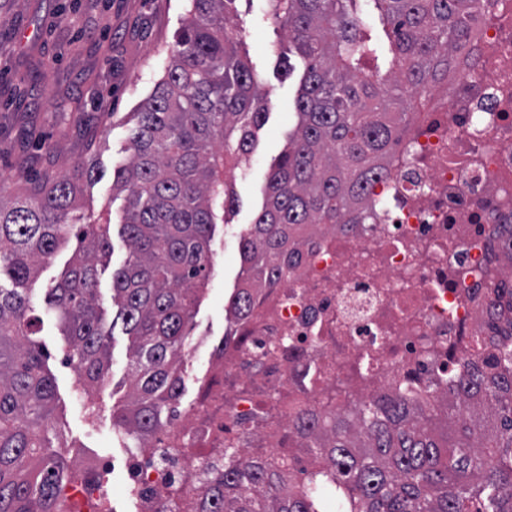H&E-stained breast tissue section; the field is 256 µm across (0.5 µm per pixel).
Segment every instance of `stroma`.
Returning a JSON list of instances; mask_svg holds the SVG:
<instances>
[{
	"label": "stroma",
	"mask_w": 512,
	"mask_h": 512,
	"mask_svg": "<svg viewBox=\"0 0 512 512\" xmlns=\"http://www.w3.org/2000/svg\"><path fill=\"white\" fill-rule=\"evenodd\" d=\"M185 0H0V179L9 188L93 160L98 169L81 204L103 220L119 219L123 197L112 193V167L128 155L134 113L162 77L186 12ZM234 26L241 33L256 78L268 99L254 151L235 174L238 208L215 228L213 276L186 339L178 405L196 404L214 374L211 356L229 328L227 303L238 284L239 244L263 203L274 159L297 122L294 101L304 65L270 14L269 0H236ZM295 70L283 75L282 58ZM38 338L55 381L51 424L69 449L105 460L107 480L81 474L79 487L103 483L112 512H135L128 480L130 439L112 425V410L130 390L129 337L115 326L111 367L88 422L66 363L57 320L47 317Z\"/></svg>",
	"instance_id": "35a3bbf8"
}]
</instances>
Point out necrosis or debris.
Returning a JSON list of instances; mask_svg holds the SVG:
<instances>
[{
	"label": "necrosis or debris",
	"mask_w": 512,
	"mask_h": 512,
	"mask_svg": "<svg viewBox=\"0 0 512 512\" xmlns=\"http://www.w3.org/2000/svg\"><path fill=\"white\" fill-rule=\"evenodd\" d=\"M375 185L364 224L313 234L296 267L224 339L218 384L168 422L128 469L139 512L158 490L193 497L216 449L287 462L305 436L370 394L405 384L446 398L505 272L512 223V0H492L446 86Z\"/></svg>",
	"instance_id": "4bbe7bcc"
}]
</instances>
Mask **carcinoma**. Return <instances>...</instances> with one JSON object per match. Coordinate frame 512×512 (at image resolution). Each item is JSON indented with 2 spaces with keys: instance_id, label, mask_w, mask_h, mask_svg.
<instances>
[{
  "instance_id": "obj_1",
  "label": "carcinoma",
  "mask_w": 512,
  "mask_h": 512,
  "mask_svg": "<svg viewBox=\"0 0 512 512\" xmlns=\"http://www.w3.org/2000/svg\"><path fill=\"white\" fill-rule=\"evenodd\" d=\"M356 0H269L305 62L299 120L275 160L260 210L240 240L241 284L228 308L243 324L263 288L298 263L318 224H361L374 185L388 175L412 102L448 81L474 22L491 0H374L375 30ZM235 0H187L162 78L135 113L127 160L112 170L125 194L112 269L115 318L132 337V380L112 421L143 448L179 404L180 363L194 309L211 274L215 225L236 205L229 162L253 152L267 102L242 36ZM96 180L85 161L9 200L0 198V512H69L63 454L45 430L54 383L42 367L34 314L39 271L70 237L63 278L45 291L95 421L93 391L110 365L112 325L97 287L112 252L111 222L79 204ZM512 274L494 285L473 345L448 374V401L409 393L371 396L339 412L306 445L311 469L297 485L282 460L238 461L224 452L191 512H326L330 489L344 512H512Z\"/></svg>"
}]
</instances>
